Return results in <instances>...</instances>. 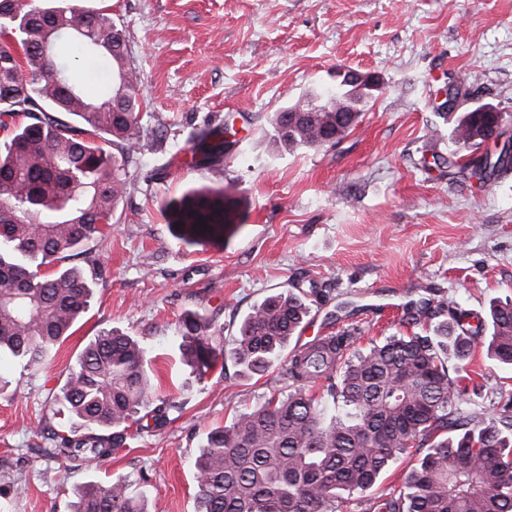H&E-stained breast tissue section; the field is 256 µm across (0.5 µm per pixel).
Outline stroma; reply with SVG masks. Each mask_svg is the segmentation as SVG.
<instances>
[{
	"mask_svg": "<svg viewBox=\"0 0 512 512\" xmlns=\"http://www.w3.org/2000/svg\"><path fill=\"white\" fill-rule=\"evenodd\" d=\"M75 2L109 9L122 29L143 89L142 132L110 234L63 262L92 275L88 310L47 368L0 359V512H68L77 484L118 478L145 491L149 512H196L190 461L207 431L292 384L279 366L190 374L175 354L187 311L213 313L229 339L254 303L296 288L311 313L294 344L348 333L363 349L408 332L409 303L442 300L482 316L491 299H512V172L452 180L434 162L478 155L437 114L458 77L469 107L494 106L512 128V0ZM347 70L382 81L347 136L277 146L268 113L335 87ZM224 122L238 149L220 169L188 166L190 132ZM228 183L248 200L239 228L178 243L162 203ZM112 329L154 356L150 405H167V421L66 480L46 437L71 427L59 390L88 342ZM468 371L486 411L493 392H512V366L485 349Z\"/></svg>",
	"mask_w": 512,
	"mask_h": 512,
	"instance_id": "1",
	"label": "stroma"
}]
</instances>
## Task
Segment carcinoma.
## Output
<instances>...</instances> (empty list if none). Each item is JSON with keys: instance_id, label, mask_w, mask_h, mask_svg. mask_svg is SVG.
Wrapping results in <instances>:
<instances>
[{"instance_id": "1", "label": "carcinoma", "mask_w": 512, "mask_h": 512, "mask_svg": "<svg viewBox=\"0 0 512 512\" xmlns=\"http://www.w3.org/2000/svg\"><path fill=\"white\" fill-rule=\"evenodd\" d=\"M0 0V355L40 367L86 312L92 287L78 267H41L80 252L112 226L127 191L125 166L137 152L142 88L127 59L123 31L105 8L57 0ZM25 35L19 59L12 31ZM79 57L108 60L112 81L90 98L57 62L62 38ZM46 43L49 52L41 51ZM370 88L339 83L268 117L272 137L290 150L341 140L357 122ZM457 144L479 147L496 115L450 110ZM191 163L224 158V128L191 135ZM489 181L512 170V137L494 155L470 162ZM245 205L234 187L192 189L162 206L171 235L187 245L224 238ZM180 227H174V224ZM449 314L436 329L388 336L350 350L351 336H329L295 349L286 375L297 383L239 413L206 435L193 462L196 512H343L375 486L395 461L418 456L399 488L367 500L363 512H512V395L496 415L472 403L477 390L463 363L489 336L487 352L512 365V299L495 300L486 317L435 308L406 309V321ZM309 305L300 293H276L242 317L224 348L213 317L185 313L177 329L179 361L199 377L232 360L247 375L267 371L304 327ZM454 367H449L450 361ZM148 349L117 330L80 352L61 388L59 411L73 430L52 436L64 472L103 463L127 440L150 429L141 416L152 398ZM321 378L326 394L303 388ZM338 405L330 413L326 398ZM415 445L410 447L408 442ZM118 479L77 486L70 512H147L146 497Z\"/></svg>"}]
</instances>
